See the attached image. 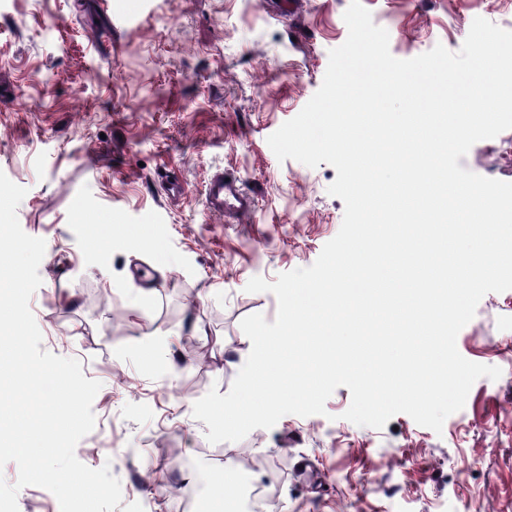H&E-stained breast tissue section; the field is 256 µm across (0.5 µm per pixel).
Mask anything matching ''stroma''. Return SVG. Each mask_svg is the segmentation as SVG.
<instances>
[{
    "label": "stroma",
    "mask_w": 512,
    "mask_h": 512,
    "mask_svg": "<svg viewBox=\"0 0 512 512\" xmlns=\"http://www.w3.org/2000/svg\"><path fill=\"white\" fill-rule=\"evenodd\" d=\"M410 59L459 51L475 18L512 30V0H362ZM350 0H0V171L27 193L23 231L46 242L30 309L41 350L101 382L77 458L121 483L115 512H199L230 469L238 512H512V290L486 294L456 345L501 368L472 386L441 432L393 416H283L209 443L192 414L226 394L274 321L255 276L311 266L342 224L337 172L278 161L267 143L322 84ZM459 164L512 182V129ZM256 200L236 222L210 213L215 171ZM178 182L179 196L168 192Z\"/></svg>",
    "instance_id": "35a3bbf8"
}]
</instances>
